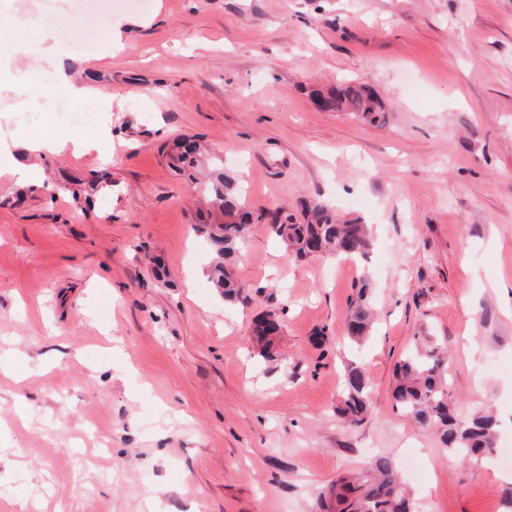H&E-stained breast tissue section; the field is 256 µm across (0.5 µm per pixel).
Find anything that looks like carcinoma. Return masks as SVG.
Returning a JSON list of instances; mask_svg holds the SVG:
<instances>
[{"instance_id":"obj_1","label":"carcinoma","mask_w":512,"mask_h":512,"mask_svg":"<svg viewBox=\"0 0 512 512\" xmlns=\"http://www.w3.org/2000/svg\"><path fill=\"white\" fill-rule=\"evenodd\" d=\"M313 96L325 101L327 112H349L371 125L386 123V104L364 83L316 90ZM168 166L198 185L217 213L205 225L214 252L208 275L218 292L228 300L240 296L245 284L235 267L250 226L266 224L272 236L298 259L315 255L362 258L373 249V239L360 219L345 221L323 201L304 204L300 215L283 209H251L246 206L235 180L224 168L211 162L200 142L193 137L175 140L166 153ZM370 283L364 278L348 305L346 340L358 344L370 334L373 305ZM280 317L267 312L254 322L251 341L258 357L274 359L272 335L281 332ZM447 356L435 347L417 346L401 358L394 369L391 392L394 405L423 428L436 431L450 456L464 463L490 458L496 448L497 418L488 411L468 420L457 417L449 398ZM341 415L351 424L361 423L371 401L365 371L357 364L346 367ZM324 512H412L409 493L392 461L386 456L371 460L359 473L336 477L320 494Z\"/></svg>"}]
</instances>
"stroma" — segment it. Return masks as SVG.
<instances>
[{
    "label": "stroma",
    "mask_w": 512,
    "mask_h": 512,
    "mask_svg": "<svg viewBox=\"0 0 512 512\" xmlns=\"http://www.w3.org/2000/svg\"><path fill=\"white\" fill-rule=\"evenodd\" d=\"M0 61V166L41 172L0 178V512H316L380 455L416 512H506L512 472L448 456L390 387L430 337L461 415L491 410L512 444V0H0ZM61 66L111 87L99 125L55 122L59 103L95 109L42 89ZM359 80L384 125L315 107L312 89ZM38 131L94 144L34 156ZM184 135L250 207L328 201L371 225L372 251L299 261L252 225L247 288L225 302L206 204L162 155ZM96 173L111 186L92 190ZM364 277L377 320L356 346ZM270 310L268 362L250 337ZM351 362L372 395L355 426ZM370 283L363 278L355 297L348 305L346 316V340L351 344H359L370 334L373 323V305L369 295ZM344 399L341 415L349 424L361 423L368 413L371 401L369 383L360 365L349 364L343 376Z\"/></svg>",
    "instance_id": "35a3bbf8"
}]
</instances>
